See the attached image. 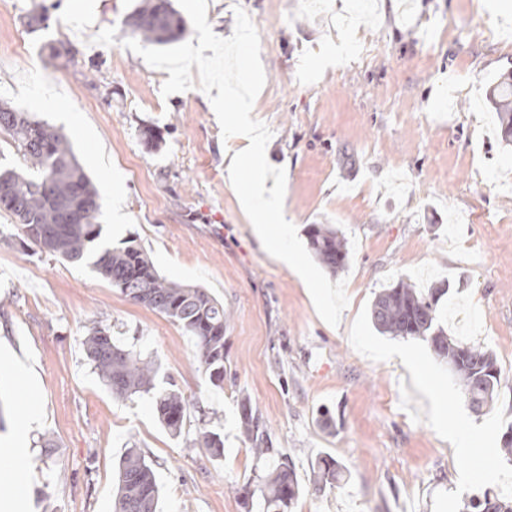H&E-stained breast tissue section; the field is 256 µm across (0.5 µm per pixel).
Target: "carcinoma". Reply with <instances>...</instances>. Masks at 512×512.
Listing matches in <instances>:
<instances>
[{"instance_id": "carcinoma-1", "label": "carcinoma", "mask_w": 512, "mask_h": 512, "mask_svg": "<svg viewBox=\"0 0 512 512\" xmlns=\"http://www.w3.org/2000/svg\"><path fill=\"white\" fill-rule=\"evenodd\" d=\"M47 11V6L37 5L27 14L26 25L45 28ZM124 27L147 43L167 45L184 34L186 22L171 0H147L126 16ZM2 132L17 143L26 169L0 167V210L9 212L22 235L40 250L91 265L130 300L178 323L194 337L211 383L223 387L224 305L200 286L162 276L140 246L112 248L101 243L99 193L65 134L6 103L0 104ZM306 235L311 253L326 267L335 271L345 266L349 254L345 236L325 224L309 225ZM447 293L445 284L416 288L401 280L376 294L371 321L382 334L428 341L436 356L451 366L470 407L479 413L494 401L500 369L490 348L468 346L447 336L438 322V305ZM83 346L94 372L112 394L150 395L159 422L172 435L181 434L187 401L172 384L159 382L154 361L125 349L103 327L92 328ZM239 425L257 462L274 455L266 425L244 398ZM194 445L214 457L224 452V438L213 431L200 432ZM313 473L314 490L320 492L338 482L342 466L324 456ZM236 492L247 501L258 498L261 512H291L303 488L292 461L281 456L273 468H261ZM158 502L153 467L139 449H127L118 465L114 512H158ZM464 512H512V499L487 491L481 498H470Z\"/></svg>"}]
</instances>
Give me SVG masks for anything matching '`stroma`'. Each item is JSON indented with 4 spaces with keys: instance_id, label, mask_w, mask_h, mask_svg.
Listing matches in <instances>:
<instances>
[{
    "instance_id": "1",
    "label": "stroma",
    "mask_w": 512,
    "mask_h": 512,
    "mask_svg": "<svg viewBox=\"0 0 512 512\" xmlns=\"http://www.w3.org/2000/svg\"><path fill=\"white\" fill-rule=\"evenodd\" d=\"M34 2L0 11V37L28 46L0 52V100L68 137L99 190L103 242L135 241L160 274L206 288L228 317L219 389L180 325L87 265L22 244L0 210V351L38 380L0 371V437L39 416L27 512H113L133 445L152 464L161 512H259L235 491L256 468L242 397L296 466L304 491L293 512H461L485 489L511 495L501 450L512 425V144L492 91L512 73V0H414L408 13L403 0H173L187 31L168 45L123 27L141 0H44L49 26L37 31L25 24ZM220 89L257 92L263 165L283 180L287 232L272 223L259 237L224 181L243 144L225 136L234 112L219 121L210 109ZM311 224L346 235L343 269L309 251ZM284 236L323 302L277 260ZM401 280L448 284L449 336L494 351L490 413L469 408L426 341L374 328L375 295ZM95 326L121 333L176 384L188 402L180 436L149 396L118 398L99 381L82 344ZM429 385L478 427L495 476L473 473ZM203 428L223 436V457L194 447ZM324 455L345 478L318 493Z\"/></svg>"
}]
</instances>
